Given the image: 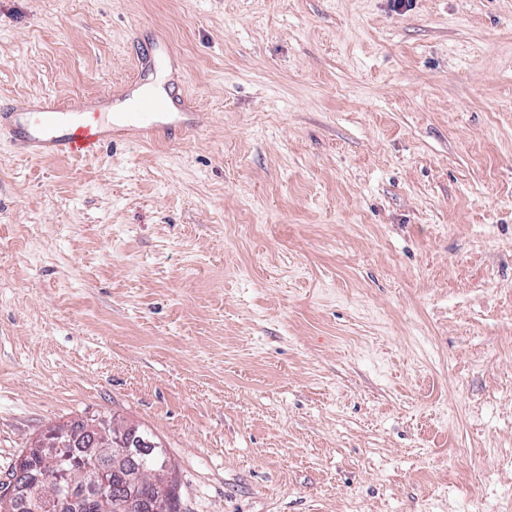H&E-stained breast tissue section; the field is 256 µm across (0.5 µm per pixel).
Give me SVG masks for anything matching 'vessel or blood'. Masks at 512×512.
<instances>
[{
  "mask_svg": "<svg viewBox=\"0 0 512 512\" xmlns=\"http://www.w3.org/2000/svg\"><path fill=\"white\" fill-rule=\"evenodd\" d=\"M141 60L152 71L172 64L174 54L159 40ZM117 97L111 91L94 98L0 100V137L32 157L82 158L113 142L147 141L175 129L186 134L196 128V114L178 84L161 93L137 92L129 107L120 111L114 107Z\"/></svg>",
  "mask_w": 512,
  "mask_h": 512,
  "instance_id": "1",
  "label": "vessel or blood"
}]
</instances>
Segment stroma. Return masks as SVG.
Listing matches in <instances>:
<instances>
[{
	"label": "stroma",
	"mask_w": 512,
	"mask_h": 512,
	"mask_svg": "<svg viewBox=\"0 0 512 512\" xmlns=\"http://www.w3.org/2000/svg\"><path fill=\"white\" fill-rule=\"evenodd\" d=\"M159 39L194 132L0 140V484L113 418L178 512H512V0H0V98Z\"/></svg>",
	"instance_id": "35a3bbf8"
}]
</instances>
